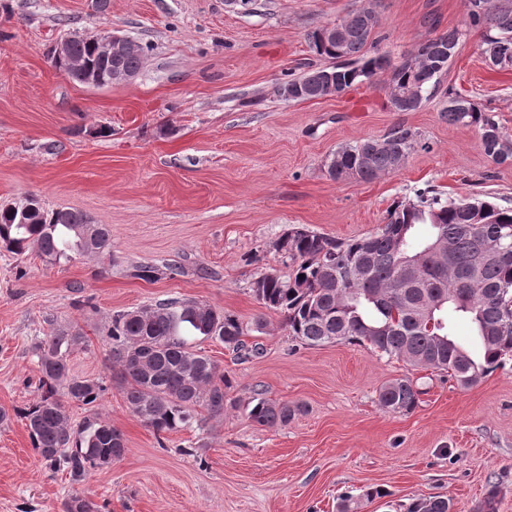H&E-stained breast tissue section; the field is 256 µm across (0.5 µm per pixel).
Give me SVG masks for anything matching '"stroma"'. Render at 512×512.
<instances>
[{
    "label": "stroma",
    "mask_w": 512,
    "mask_h": 512,
    "mask_svg": "<svg viewBox=\"0 0 512 512\" xmlns=\"http://www.w3.org/2000/svg\"><path fill=\"white\" fill-rule=\"evenodd\" d=\"M363 8L375 14L378 51L395 61L462 30L440 92L399 112L379 74L338 97H278L286 74L328 64L308 33ZM466 12L467 0H108L102 10L96 0H0V203L74 209L112 229L111 253L72 263L0 251V512H61L73 488L19 415L40 393L35 345L54 328L84 338L71 374L107 385L94 407L67 401L72 424L93 418L125 435L123 457L81 485L100 512H337L340 497L370 487L382 495L363 512H404L435 493L455 512H482L488 499L512 512L511 361L464 388L365 343L305 346L251 291L263 274L288 275L274 243L293 227L360 237L431 188L512 206V162L492 161L475 128L444 116L451 88L493 108L512 137V69L485 60ZM112 31L145 48L129 82L78 84L49 56L64 37ZM396 126L426 144L396 173L329 178L336 149ZM172 261L183 268L175 278L164 272ZM136 265L154 267V280L132 278ZM201 265L211 277H198ZM169 298L236 316L261 353L243 360L205 342L238 405L161 446L126 406L106 333L113 314ZM403 376L421 390L417 408L382 410L380 386ZM257 390L304 410L258 425L243 409Z\"/></svg>",
    "instance_id": "obj_1"
}]
</instances>
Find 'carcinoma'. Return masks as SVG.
<instances>
[{"label": "carcinoma", "mask_w": 512, "mask_h": 512, "mask_svg": "<svg viewBox=\"0 0 512 512\" xmlns=\"http://www.w3.org/2000/svg\"><path fill=\"white\" fill-rule=\"evenodd\" d=\"M465 25L485 29L483 54L491 65L512 68V0H468ZM374 15L359 10L349 16L346 37L324 44L322 28L308 35L312 50L334 65L288 76L296 101L322 98L325 78L333 74L341 88L385 73L399 112H411L434 94L440 77L462 36L451 29L419 43L400 63L385 55L368 54L373 45ZM54 65L76 82L86 83L85 70L108 75L109 61L95 46L73 39L69 54ZM144 48L136 44L120 59L121 67L140 71ZM448 124L472 126L480 134L484 153L497 163L512 161V139L502 134L490 110L452 91L445 111ZM420 145L417 133L397 127L382 138H364L340 147L326 163L335 181L370 182L394 173ZM425 225L429 234L417 236ZM0 248L14 254L30 249L50 264L75 261L112 251V231L106 224L71 209H47L30 201L26 210L14 204L0 207ZM275 250L291 263L283 278L264 274L252 282V293L265 308L282 316L288 335L305 346L366 342L381 356L396 357L424 369L445 371L463 387L512 360V208L488 198L443 199L436 192L419 193L415 201L395 204L386 223L358 238L335 239L304 228H292L275 242ZM455 316L470 321L480 351L472 353L457 339ZM238 319L195 301L164 300L150 307L112 316L107 337L112 369L130 412L165 446V435L203 422L198 409L211 417L224 415L230 377L201 344L219 341L243 358L259 353L242 340ZM82 337L54 329L36 347L41 394L20 411L32 447L50 464L69 470L75 484L91 469L109 467L126 451L124 433L95 421L73 430L63 398L94 405L107 390L98 378L70 375L68 357ZM421 391L408 377L386 382L379 391L382 409L408 414ZM248 417L260 426L286 425L302 410L254 391ZM379 495L367 490L347 497L337 512H358L362 500ZM445 494L413 500L406 512H448ZM63 512H99L85 493L75 491Z\"/></svg>", "instance_id": "1"}]
</instances>
